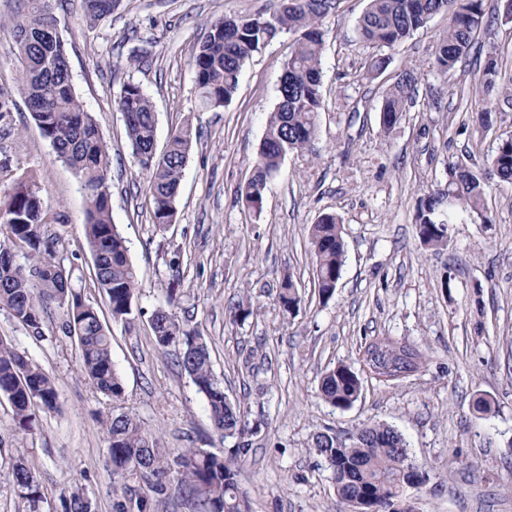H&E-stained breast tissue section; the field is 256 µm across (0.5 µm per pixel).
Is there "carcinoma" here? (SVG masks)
<instances>
[{"label": "carcinoma", "instance_id": "obj_1", "mask_svg": "<svg viewBox=\"0 0 512 512\" xmlns=\"http://www.w3.org/2000/svg\"><path fill=\"white\" fill-rule=\"evenodd\" d=\"M86 16L98 21L112 13L114 0H85ZM337 0H282L280 10L267 17L224 16L209 25L205 41L194 58L200 105L220 109L231 102L239 76L262 46L279 35L292 36L291 51L283 64L277 103L269 114L265 133L252 165V175L240 189L244 204L260 213L268 180L291 153L310 150L318 135V118L324 107L322 55L325 31L322 20L336 8ZM448 15V29L436 41L430 65L443 75L467 56L474 33L487 24L484 0H367L358 21L363 41L394 49L425 28L436 14ZM17 46V83L25 107L57 156L78 176L86 198L84 231L92 259L94 283L107 298L115 322L128 323L137 311L139 281L129 258L126 240L112 224L109 191L110 155L97 123L74 92L68 52L57 30L48 0H24L12 21ZM501 80L497 59L488 53L478 76L487 103ZM417 93V76L407 70L383 93L381 124L392 128ZM126 126L132 154L146 175L152 198V221L163 228L175 222L176 200L192 148V129L186 125L170 133L162 152L156 150L157 116L143 87L128 82L114 101ZM16 103L11 92L0 88V126L12 122ZM512 181V137L502 140L481 168L463 157L448 166L445 187L420 200L415 217L421 241L441 248L448 243L452 213L458 206L490 222L486 194L488 177ZM40 176L27 170L11 192L0 198V309L9 312L36 339H45L43 319L51 302L62 309L64 332L73 337L82 371L95 388L117 402L124 384L112 362V336L96 307L71 287V270L52 261L55 243L43 231L46 223L40 196ZM27 249L29 277L9 251L15 241ZM314 259V286L322 304L331 300L346 259L342 224L325 213L310 225ZM301 303L297 284L285 278L277 293L279 309L294 313ZM150 325L157 345L174 348L178 366L189 376L206 404L213 424L224 437H243L251 429L241 406L224 392L223 381L212 365L206 338L172 312L159 308ZM423 353L413 345L387 336H374L359 350L360 369L338 364L326 370L319 392L323 400L348 409L362 395L361 374L383 383L401 381L416 372ZM7 398L15 426L33 429L37 416L56 408L58 393L53 379L26 353L0 336V396ZM108 441L112 475L124 480L143 479L161 494L172 479L190 498H203L211 512H251L247 493L238 483L236 458L203 448H184L172 454L160 438L126 412L101 417ZM312 449L332 470L339 503L357 501L362 512H408L404 489L424 480L411 460L404 436L386 424L366 423L361 437L345 442L329 433L313 436ZM13 485L36 512L43 489L25 461L12 465ZM64 512H92L80 487L63 502Z\"/></svg>", "mask_w": 512, "mask_h": 512}]
</instances>
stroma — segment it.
<instances>
[{
    "instance_id": "stroma-1",
    "label": "stroma",
    "mask_w": 512,
    "mask_h": 512,
    "mask_svg": "<svg viewBox=\"0 0 512 512\" xmlns=\"http://www.w3.org/2000/svg\"><path fill=\"white\" fill-rule=\"evenodd\" d=\"M68 47L75 92L92 112L111 156L112 221L128 241L141 292L133 325L111 320L94 284L85 233L86 201L78 177L41 137L24 104L13 130L0 128V154L14 172L36 170L47 208L53 259L72 271V284L98 308L112 334V360L121 374L120 403L97 393L81 372L64 317L50 306L44 340L27 334L0 309V336L10 338L55 380L58 408L40 414L29 433L16 430L0 397V512H24L12 484V465L34 468L46 499L42 512H64L62 498L84 489L95 512H119L124 496L107 465L99 414L113 406L136 414L164 448L228 452L206 403L172 352L155 343L149 317L172 307L206 337L226 394L240 403L255 432L241 456L239 483L251 512H336L333 475L311 450L315 433L351 437L366 423L404 434L413 463L424 473L406 488L415 512H512V182L491 180L489 223L461 215L446 247L421 244L418 201L444 186L448 165L463 156L483 165L500 139L512 134V103H496L494 125L473 120L485 106L476 86L487 53L512 79V22L503 0H485L492 21L478 31L466 63L448 75L429 64L448 27L433 17L396 49L361 39L357 19L365 0H338L323 21V97L313 152L289 154L253 214L238 190L266 121L291 40L281 36L255 52L231 103L200 110L192 58L209 20L224 15L266 17L281 0H118L97 24L83 0H50ZM22 0H0V88L16 86L11 19ZM388 55L378 78L367 74L374 56ZM414 69L417 95L390 130L380 124L384 90L397 73ZM140 83L158 118L157 142L184 125L198 132L179 189L174 224L152 222L147 182L131 153L114 100L127 82ZM325 213L343 225L346 262L336 293L320 303L313 288L308 227ZM302 287L296 316L282 315L276 294L284 277ZM176 297H169L170 284ZM250 302L254 314L232 321L228 310ZM389 336L419 348L420 371L383 385L367 378L347 410L318 395L324 369L356 364L366 338ZM492 404L476 411L478 399ZM150 512H207L176 485L153 494Z\"/></svg>"
}]
</instances>
